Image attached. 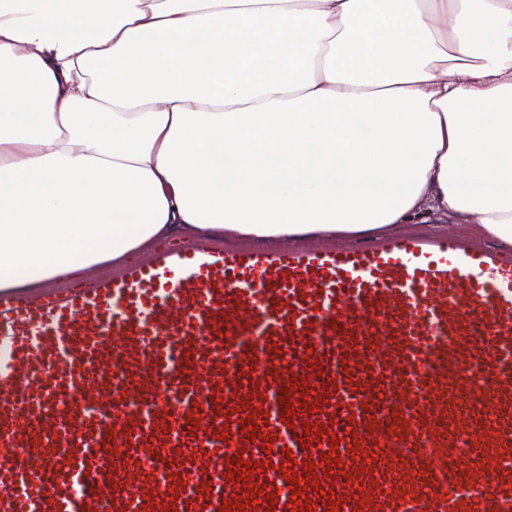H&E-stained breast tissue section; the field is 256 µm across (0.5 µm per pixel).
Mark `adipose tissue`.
<instances>
[{
  "mask_svg": "<svg viewBox=\"0 0 512 512\" xmlns=\"http://www.w3.org/2000/svg\"><path fill=\"white\" fill-rule=\"evenodd\" d=\"M431 219L512 244V0H0V294Z\"/></svg>",
  "mask_w": 512,
  "mask_h": 512,
  "instance_id": "adipose-tissue-1",
  "label": "adipose tissue"
}]
</instances>
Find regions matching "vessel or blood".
<instances>
[{
  "label": "vessel or blood",
  "instance_id": "vessel-or-blood-1",
  "mask_svg": "<svg viewBox=\"0 0 512 512\" xmlns=\"http://www.w3.org/2000/svg\"><path fill=\"white\" fill-rule=\"evenodd\" d=\"M307 424L325 435L304 449ZM287 450L297 474L343 460L311 512L330 491L337 512H512V253L208 240L0 295V512H218L250 487L291 512ZM238 455L267 468L232 483Z\"/></svg>",
  "mask_w": 512,
  "mask_h": 512
}]
</instances>
